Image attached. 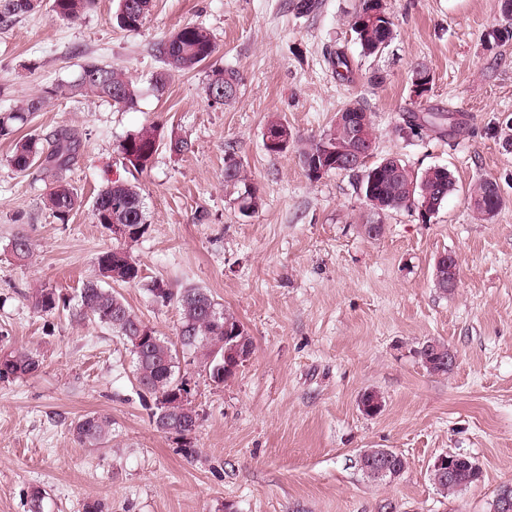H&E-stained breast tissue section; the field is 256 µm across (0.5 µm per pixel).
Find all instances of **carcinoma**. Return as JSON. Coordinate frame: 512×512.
I'll return each mask as SVG.
<instances>
[{
	"label": "carcinoma",
	"mask_w": 512,
	"mask_h": 512,
	"mask_svg": "<svg viewBox=\"0 0 512 512\" xmlns=\"http://www.w3.org/2000/svg\"><path fill=\"white\" fill-rule=\"evenodd\" d=\"M152 0H119L115 16L119 28L136 32L145 23ZM41 0H0V23L31 14L40 7ZM95 0H51L52 16L71 21L91 10ZM351 28L364 54L376 55L383 51L381 45L392 42L395 36L393 22L386 12L383 0H360L359 8L351 19ZM159 54L167 69L156 75V87H164L169 73L190 72L201 67L216 52L214 39L205 27L186 24L159 44ZM239 79L233 70L216 68L208 74L206 92L209 100L224 104L234 100L238 92ZM95 96L115 105L133 107L137 103L138 91L123 74L115 68L95 63L81 68L72 82L59 83L26 100L22 105L0 110V140L13 143L10 164L18 172H26L39 165L50 174L51 187L47 194V206L56 217L65 220L70 212L80 205L77 192L63 180V172L69 169L81 148L79 134L68 127L56 130L50 137L42 139L35 134L18 136L19 131L30 124L46 103L54 98ZM370 116L365 105L352 101L336 114L333 127L318 139H312L299 150V160L311 180L321 178V173H348L344 165L336 164L333 155L336 149L349 146L348 129L355 119ZM269 131L281 132L285 145L270 147L268 152L279 154L288 149L294 135L287 125L273 121ZM163 144L156 127L130 134L118 142L117 148L123 159L136 170L143 171L153 162ZM224 181L243 186L239 195L240 210L249 212L256 205L257 188L248 182L241 168L229 161L224 169ZM492 179L477 180L469 194V204L474 213L482 217L495 213L502 205V198L492 194ZM455 190V182L445 167H430L417 174L400 160L386 158L367 169L359 181V191L372 210L389 211L416 207L428 214H436ZM92 212L99 224H122L128 228V239L135 241L146 230L142 195L137 186L116 179L104 186L96 195ZM14 256L26 261L32 251L28 237L20 235L12 242ZM141 278L137 263L122 248H112L97 258L94 277L88 279L80 293V312L108 327L130 347L134 357L135 375L139 388L155 399L156 412L167 407L172 411L180 408L178 396L190 393L186 381L177 373L179 368L178 348L188 349L199 355L200 363L209 379L219 385L233 376L226 369V358L230 357L231 341L228 340L240 321L216 302L202 288H188L177 296L157 285L152 289L162 300L175 299L179 314V343L150 331L145 343L140 342L142 321L131 311L122 296L101 282L135 284ZM66 303L56 289L40 288L32 296V306L38 313H51ZM448 345L435 339L423 342L414 350L417 361L433 375L448 374ZM40 360L37 354L26 348L0 350V380L17 379L38 371ZM79 444L85 447H101L112 436V418L104 413H89L78 420L72 430ZM435 487L445 496H453L461 490L482 481L483 470L479 463L467 457L457 467L453 480L430 473Z\"/></svg>",
	"instance_id": "cac0c4a2"
}]
</instances>
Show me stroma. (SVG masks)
Returning <instances> with one entry per match:
<instances>
[{
	"mask_svg": "<svg viewBox=\"0 0 512 512\" xmlns=\"http://www.w3.org/2000/svg\"><path fill=\"white\" fill-rule=\"evenodd\" d=\"M155 0L143 27H117V0H97L72 21L49 7L0 26V109L43 88L73 81L82 64L121 68L139 90L134 107L96 97L58 99L30 131L47 137L75 129L82 147L64 177L81 205L67 221L45 204L50 180L39 169L17 172L0 140V349L27 347L40 368L0 380V512H28L32 490L44 512H83L99 500L108 512H490L497 489L512 484V151L496 134L512 119V42L488 47L501 26L499 0H384L396 36L381 54L364 55L350 20L358 0ZM207 28L211 63L235 70V100L206 95L207 68L153 77L166 65L159 43L185 24ZM350 60L336 77L330 52ZM432 81L415 97L413 71ZM382 83H373V76ZM364 103L376 132L367 165L399 159L421 172L442 166L456 189L440 211L381 214L386 234L366 238L372 218L356 178L330 173L310 180L295 149L271 154L270 122L288 123L308 140L326 133L349 100ZM451 112L453 133H417L403 117ZM158 126L165 140L146 170L125 164L116 145ZM258 188L253 212L239 211V189L224 180L226 145ZM492 177L503 203L477 219L469 187ZM139 186L146 232L127 249L141 270L119 293L144 324L176 339L172 293L202 288L235 314L253 340L237 373L211 382L193 351L179 353L200 422L180 437L158 431L154 401L138 388L127 343L80 315L75 300L98 256L119 246L97 224L92 203L108 181ZM26 235L29 261L12 242ZM444 254L459 265L455 291L434 282ZM57 289L69 307L34 312L32 293ZM436 338L456 363L432 375L413 354ZM382 411L365 415L364 392ZM112 417L106 447L79 445L75 421ZM390 448L408 460L393 481L366 478L358 455ZM474 458L480 483L442 496L430 479L444 453Z\"/></svg>",
	"mask_w": 512,
	"mask_h": 512,
	"instance_id": "35a3bbf8",
	"label": "stroma"
}]
</instances>
